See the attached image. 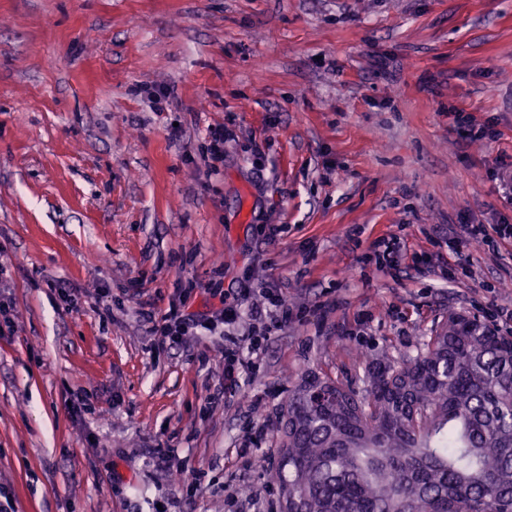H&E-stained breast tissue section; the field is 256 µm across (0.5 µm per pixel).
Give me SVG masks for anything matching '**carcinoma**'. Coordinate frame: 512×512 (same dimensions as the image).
I'll use <instances>...</instances> for the list:
<instances>
[{"instance_id": "carcinoma-1", "label": "carcinoma", "mask_w": 512, "mask_h": 512, "mask_svg": "<svg viewBox=\"0 0 512 512\" xmlns=\"http://www.w3.org/2000/svg\"><path fill=\"white\" fill-rule=\"evenodd\" d=\"M364 383L309 372L288 391L272 474L285 512H512V336L450 311Z\"/></svg>"}]
</instances>
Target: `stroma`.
Listing matches in <instances>:
<instances>
[{"instance_id":"35a3bbf8","label":"stroma","mask_w":512,"mask_h":512,"mask_svg":"<svg viewBox=\"0 0 512 512\" xmlns=\"http://www.w3.org/2000/svg\"><path fill=\"white\" fill-rule=\"evenodd\" d=\"M163 86L177 109L151 108ZM510 162L512 0H0L14 512H279L261 461L289 387L361 388L449 310L512 308V240L468 246L463 268L448 250L464 224L512 225L494 179ZM390 235L407 255L382 270ZM236 281L243 308L271 286L293 313L238 391L224 351L249 320L175 345L143 318L207 311ZM374 254L379 268L398 266L404 254V245L396 236L384 237L374 243Z\"/></svg>"}]
</instances>
